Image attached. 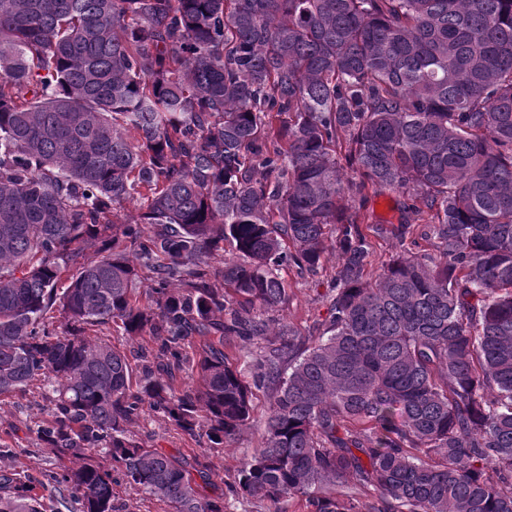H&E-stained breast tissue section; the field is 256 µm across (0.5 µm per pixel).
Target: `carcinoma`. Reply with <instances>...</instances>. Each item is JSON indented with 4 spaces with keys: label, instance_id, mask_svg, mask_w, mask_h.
Masks as SVG:
<instances>
[{
    "label": "carcinoma",
    "instance_id": "obj_1",
    "mask_svg": "<svg viewBox=\"0 0 512 512\" xmlns=\"http://www.w3.org/2000/svg\"><path fill=\"white\" fill-rule=\"evenodd\" d=\"M381 189L429 215L437 255L368 270L354 197ZM330 226L329 317L304 336L267 313ZM114 326L157 343L137 385L90 338ZM231 337L257 346L250 384ZM38 380L37 438L75 460L52 479L80 512H115L114 470L172 512H224L206 469L126 425L147 405L217 448L254 387L235 498L512 512V0H0V396ZM37 486L0 470V512H43ZM204 339L199 336H193L189 338L188 341H186L185 349L188 353V355L191 358H194L195 364L194 367L192 366V363L190 366H187L185 370L177 374V381L178 383H181L183 386L192 387L195 386L196 380H197V367H196V361L199 357V352L201 350V347L203 345Z\"/></svg>",
    "mask_w": 512,
    "mask_h": 512
}]
</instances>
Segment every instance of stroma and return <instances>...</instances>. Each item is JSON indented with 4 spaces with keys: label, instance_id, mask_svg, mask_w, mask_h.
<instances>
[{
    "label": "stroma",
    "instance_id": "35a3bbf8",
    "mask_svg": "<svg viewBox=\"0 0 512 512\" xmlns=\"http://www.w3.org/2000/svg\"><path fill=\"white\" fill-rule=\"evenodd\" d=\"M406 202V195L391 191L366 195L361 213L365 223L373 227L368 234L372 272H379L392 256L413 245L423 253L437 252L434 240L423 236L427 215L406 212ZM403 223L411 226V236L406 240L397 236V228ZM337 264L338 254L331 249L317 275L302 273L293 267L282 268L280 275L288 288V302L277 312V319L294 325L305 335L324 322L328 316L326 298L331 293V278ZM253 404L250 427L221 448L209 447L205 438L183 433L167 418L148 409L130 424L129 432L146 445L180 457L188 466L200 462L209 465V482L203 493L214 498L225 495L226 482L232 481L240 462L252 454L261 440L268 406L265 394L256 392ZM46 417L47 405L38 388L0 399V443L10 447L8 453L0 455V469H24L41 478L71 466V459H57L37 440L35 429Z\"/></svg>",
    "mask_w": 512,
    "mask_h": 512
}]
</instances>
